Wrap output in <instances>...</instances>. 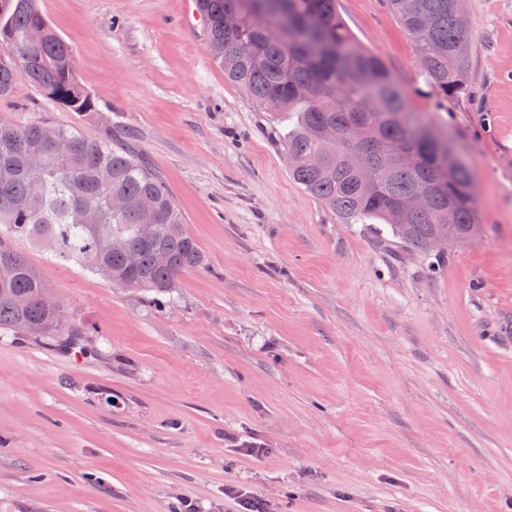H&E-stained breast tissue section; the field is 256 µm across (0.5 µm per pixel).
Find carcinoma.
<instances>
[{
  "instance_id": "obj_1",
  "label": "carcinoma",
  "mask_w": 512,
  "mask_h": 512,
  "mask_svg": "<svg viewBox=\"0 0 512 512\" xmlns=\"http://www.w3.org/2000/svg\"><path fill=\"white\" fill-rule=\"evenodd\" d=\"M403 28L429 25L418 44L419 62L430 85L444 98L467 91L473 57L471 33L456 22L453 0H388ZM206 19L207 41L224 80L240 87L259 108L293 112L285 149L294 159L293 180L332 209L346 224L377 220L400 244L441 260L433 238L450 235L472 242L478 226L466 161L448 136L435 133L407 106L406 93L382 62L352 36L337 0H196ZM250 45L247 54L234 50ZM0 100L9 99L23 71L56 107L84 116L95 104L76 75L73 48L45 18L40 0H0ZM336 126L327 140L322 129ZM364 124L377 129L372 143L355 138ZM64 141L67 153L56 152ZM43 155L41 167L26 166L29 154ZM374 173L367 181L363 171ZM435 199L429 213L406 216L402 204L414 193ZM126 206L112 210V197ZM150 197L152 217L139 202ZM85 206L100 223L78 224ZM124 237L138 265L108 247L106 236ZM55 241L56 259L96 273L104 265L112 284L163 295L187 270L205 266L184 217L164 180L123 140L96 141L80 129L45 121L0 123V334L51 338L65 349L83 347L85 331L67 312L44 299L53 294L18 239ZM169 255L165 265L157 253Z\"/></svg>"
}]
</instances>
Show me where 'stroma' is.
<instances>
[{"mask_svg":"<svg viewBox=\"0 0 512 512\" xmlns=\"http://www.w3.org/2000/svg\"><path fill=\"white\" fill-rule=\"evenodd\" d=\"M41 9L97 110L21 75L0 116L133 142L207 264L154 299L20 242L86 347L0 335V512H237L230 487L266 512H512V0H467L450 99L386 0L338 3L471 168L481 231L436 270L292 180L287 116L225 81L188 0Z\"/></svg>","mask_w":512,"mask_h":512,"instance_id":"obj_1","label":"stroma"}]
</instances>
